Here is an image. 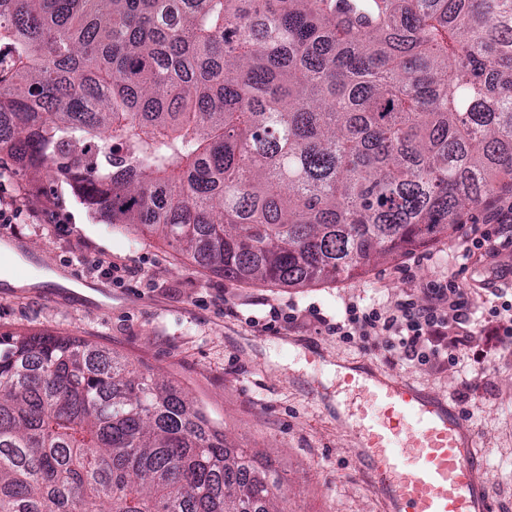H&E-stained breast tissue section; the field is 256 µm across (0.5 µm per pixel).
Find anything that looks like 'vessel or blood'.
Wrapping results in <instances>:
<instances>
[{
  "instance_id": "obj_1",
  "label": "vessel or blood",
  "mask_w": 512,
  "mask_h": 512,
  "mask_svg": "<svg viewBox=\"0 0 512 512\" xmlns=\"http://www.w3.org/2000/svg\"><path fill=\"white\" fill-rule=\"evenodd\" d=\"M338 386L363 397L347 419L352 451L386 512H493L475 430L446 398L351 363L341 364Z\"/></svg>"
}]
</instances>
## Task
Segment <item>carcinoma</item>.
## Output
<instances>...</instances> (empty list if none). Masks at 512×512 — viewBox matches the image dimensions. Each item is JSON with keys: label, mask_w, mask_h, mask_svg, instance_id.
I'll list each match as a JSON object with an SVG mask.
<instances>
[{"label": "carcinoma", "mask_w": 512, "mask_h": 512, "mask_svg": "<svg viewBox=\"0 0 512 512\" xmlns=\"http://www.w3.org/2000/svg\"><path fill=\"white\" fill-rule=\"evenodd\" d=\"M0 155L228 280L366 272L512 192V0H0ZM171 382L0 334V512H275Z\"/></svg>", "instance_id": "cac0c4a2"}]
</instances>
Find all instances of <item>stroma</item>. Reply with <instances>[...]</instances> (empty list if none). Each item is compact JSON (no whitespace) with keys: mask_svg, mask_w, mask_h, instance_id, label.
<instances>
[{"mask_svg":"<svg viewBox=\"0 0 512 512\" xmlns=\"http://www.w3.org/2000/svg\"><path fill=\"white\" fill-rule=\"evenodd\" d=\"M21 207L49 198L65 225L43 217L0 224V233L26 244L30 256H48L60 274L89 277L71 266L74 249L112 257L134 269L126 287L97 300H51L47 284L0 294V332H49L111 349L144 373L183 391L224 433L228 447L244 448L270 463L280 477V512H383L380 497L336 424V366L373 365L449 399L469 415L476 446L487 462L497 512H512V347L496 346L480 323L468 324L458 363L422 365L388 350L383 339L345 343L318 334L315 317L259 332L248 318L267 322L270 308L316 310L331 319L347 304H392L420 295L428 281L458 274L465 286L481 271L461 270L457 258L473 222L423 252L373 265L366 273L298 288L256 286L224 279L195 266L163 241L135 237L98 221L69 184L8 170L0 174ZM412 278H405L404 268Z\"/></svg>","mask_w":512,"mask_h":512,"instance_id":"stroma-1","label":"stroma"}]
</instances>
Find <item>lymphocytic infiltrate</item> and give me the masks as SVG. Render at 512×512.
<instances>
[{"label": "lymphocytic infiltrate", "instance_id": "obj_1", "mask_svg": "<svg viewBox=\"0 0 512 512\" xmlns=\"http://www.w3.org/2000/svg\"><path fill=\"white\" fill-rule=\"evenodd\" d=\"M465 265L488 269L479 286L493 295L485 318L491 335L501 344H512V200L488 204L480 227L462 249ZM423 300L397 301L393 307L376 303L350 304L336 321L322 320L326 335L350 342L355 337L385 334L388 345L401 357L423 364L454 359L455 347L448 336L455 326L470 322L477 307L470 289L456 276L429 281Z\"/></svg>", "mask_w": 512, "mask_h": 512}]
</instances>
